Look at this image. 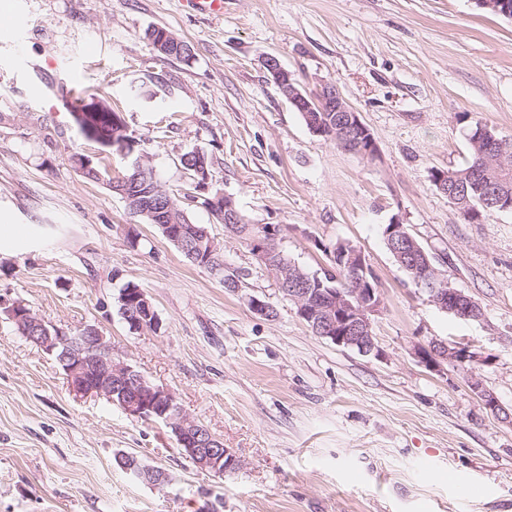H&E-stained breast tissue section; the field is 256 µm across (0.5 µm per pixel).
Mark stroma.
I'll list each match as a JSON object with an SVG mask.
<instances>
[{
	"label": "stroma",
	"instance_id": "1",
	"mask_svg": "<svg viewBox=\"0 0 512 512\" xmlns=\"http://www.w3.org/2000/svg\"><path fill=\"white\" fill-rule=\"evenodd\" d=\"M20 27L0 42V225L30 227L0 254V300L70 330L94 324L116 358L170 390L240 460L218 477L183 455L170 428L101 397H75L54 358L0 309V512H512V421L485 408L467 372H435L414 349L434 340L484 357L476 374L512 412V211L472 222L434 170L463 167L472 119L512 138V20L476 0H224L214 16L184 0H10ZM186 42L157 52L150 27ZM275 56L298 87H337L370 130L369 159L314 135L264 68ZM102 93L163 188L182 198L181 164L211 160L209 188L249 223L276 226L311 272L359 248L378 282L381 357L316 336L250 247L204 206L228 291L187 262L157 225L86 181L94 155L58 87ZM406 224L438 272L478 303L463 320L434 306L388 251ZM158 316L130 331L120 288ZM267 301L255 315L248 296ZM164 470L161 490L116 464Z\"/></svg>",
	"mask_w": 512,
	"mask_h": 512
}]
</instances>
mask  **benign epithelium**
I'll return each mask as SVG.
<instances>
[{
    "instance_id": "1",
    "label": "benign epithelium",
    "mask_w": 512,
    "mask_h": 512,
    "mask_svg": "<svg viewBox=\"0 0 512 512\" xmlns=\"http://www.w3.org/2000/svg\"><path fill=\"white\" fill-rule=\"evenodd\" d=\"M479 3L499 16L512 20V0H479ZM264 67L269 80L299 111L346 113L348 124L336 128L339 146L365 157L375 156V144L369 136V129L335 86L325 84L317 95L310 96L296 86L293 75L276 58H266ZM121 132L122 136L113 138L110 146L112 150L130 157L135 153L138 142L135 136L129 134L127 126H122ZM146 177L147 168L138 157L127 174L112 178L113 190L125 196L130 186ZM217 196L224 197V223L240 224L245 221L232 197L221 192ZM200 235L192 253L199 254L204 259V265L216 271L218 267L212 266V263L221 259L220 250L207 230H200ZM386 243L397 263L409 273L417 287L425 290L430 302L438 309L466 320L481 316L475 301L463 292L448 287L447 281L439 276L406 225L391 224ZM246 244L273 274L279 276L280 287L295 304L297 314L317 336L338 346L353 348L363 355L381 356L371 325V316L380 307V297L367 278L369 269L360 250L350 253L345 268L348 288L321 292L313 289V283H303L290 276L295 263L280 260L283 253L280 252L275 227L270 225L268 229L260 230ZM118 301L133 330L153 329L158 325L156 319L148 325L139 319L138 311L127 303L125 294H120ZM7 314L13 322L24 327L28 340L53 356L75 394L104 397L111 402L117 398L129 416L165 422L183 446V455L201 471L222 477L227 471L238 467L239 460L224 448V442L186 414L170 391L153 384L133 366L114 357L112 341L100 328L84 325L76 330H64L45 322L21 303L9 307ZM414 355L421 365L432 371H440L448 365L465 369L478 361L476 353L468 347L438 340L416 347ZM470 380L485 407L496 414L504 412L496 397L482 388L475 374H470ZM125 470L137 477L150 475L157 485L167 481L165 473L150 469L137 458L127 461Z\"/></svg>"
}]
</instances>
